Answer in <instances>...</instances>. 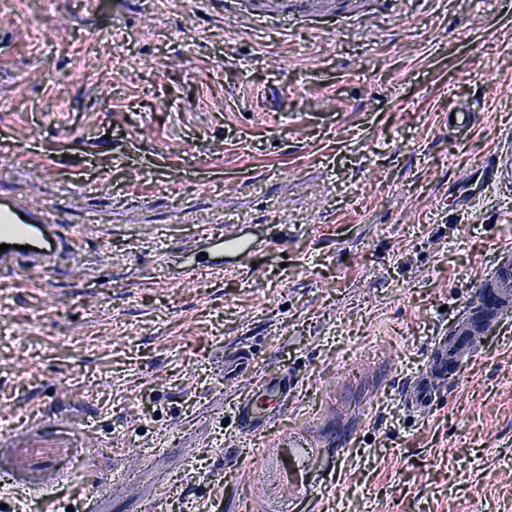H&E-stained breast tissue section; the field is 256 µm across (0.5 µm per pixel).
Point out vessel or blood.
Masks as SVG:
<instances>
[{
  "mask_svg": "<svg viewBox=\"0 0 512 512\" xmlns=\"http://www.w3.org/2000/svg\"><path fill=\"white\" fill-rule=\"evenodd\" d=\"M348 7V0H249L245 6L239 0H224L225 13L242 12L259 24L278 21L287 13L332 23ZM481 112L482 103L477 99L457 106L452 111L455 121L449 124V131H471L478 126ZM487 166L492 184L512 183V156L492 154ZM83 232V227L65 223L55 208L23 203L10 191L0 190V282L14 279L22 270L51 277L61 270L63 263L78 264L80 253L75 243ZM198 234L213 241L219 250L225 248L242 257L251 251L246 239L225 236L222 229L214 226H200ZM511 310L512 260L508 259L480 280L472 301L464 308L462 320L454 324L448 335L433 339L428 364L404 390L403 401L408 410L420 416L429 413L449 369L467 363L479 350L478 337L497 326ZM224 379L242 387L233 419L238 434L251 439L273 431L274 420L287 409L298 386L295 376L286 371L256 376L252 355L238 347L224 353ZM27 430L38 435L34 447H58L46 417L33 418Z\"/></svg>",
  "mask_w": 512,
  "mask_h": 512,
  "instance_id": "vessel-or-blood-1",
  "label": "vessel or blood"
}]
</instances>
